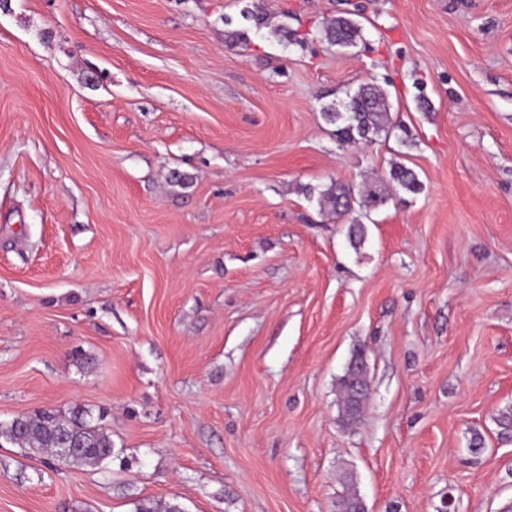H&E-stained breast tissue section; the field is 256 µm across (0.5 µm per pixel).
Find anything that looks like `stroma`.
Returning <instances> with one entry per match:
<instances>
[{
    "label": "stroma",
    "instance_id": "stroma-1",
    "mask_svg": "<svg viewBox=\"0 0 512 512\" xmlns=\"http://www.w3.org/2000/svg\"><path fill=\"white\" fill-rule=\"evenodd\" d=\"M256 1L0 9V421L80 406L115 451L0 439V512H512V0H260L295 40L226 46ZM372 81L395 127L340 150L321 108ZM394 162L422 189L370 214L306 195ZM323 38L330 45L354 46L358 40L362 39V29L356 22L340 17L325 26ZM364 360L363 353L357 352L350 359L343 375L339 378V407L340 416L343 423L347 426H357L363 420V413L367 397L352 396L353 390L360 385V371L358 369L359 362Z\"/></svg>",
    "mask_w": 512,
    "mask_h": 512
}]
</instances>
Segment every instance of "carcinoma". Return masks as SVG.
Segmentation results:
<instances>
[{"label":"carcinoma","mask_w":512,"mask_h":512,"mask_svg":"<svg viewBox=\"0 0 512 512\" xmlns=\"http://www.w3.org/2000/svg\"><path fill=\"white\" fill-rule=\"evenodd\" d=\"M245 18L252 21L257 29H270L275 38L288 40V28L272 24L271 14L262 6L246 12ZM323 38L331 45L353 46L362 39L360 26L347 18H336L323 29ZM324 119L336 126L337 141L343 146H355L370 143L381 134H389L393 118L386 91L375 83H363L353 91L346 93V99L331 102L321 108ZM395 183L399 188L417 194L422 185L417 175L409 168L394 163L389 170V179L367 181L360 193L359 207L365 212L379 209L386 204L389 194L386 183ZM321 209L338 216L351 208L354 189L350 186L332 184L318 193ZM363 353L357 352L350 359L343 375L339 378L340 416L347 426H357L363 420L367 397L353 395V390L360 385L359 362ZM12 445L26 448L56 459L61 449L69 444H77L81 452L71 458L74 463L87 464L98 468L105 467L114 455L112 437L101 425L93 422L91 416L80 408L67 413L52 409L35 410L23 414L22 420L10 419L0 422V439Z\"/></svg>","instance_id":"cac0c4a2"}]
</instances>
